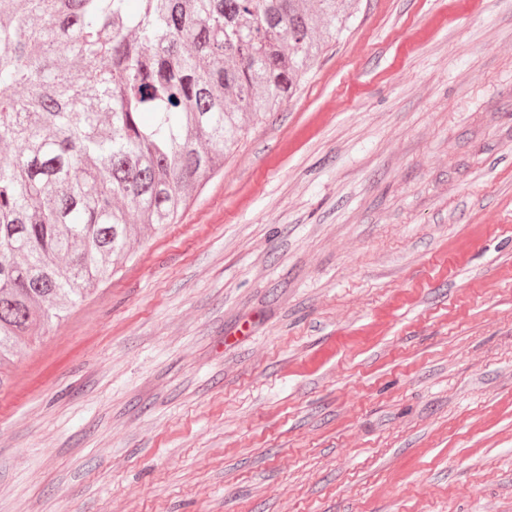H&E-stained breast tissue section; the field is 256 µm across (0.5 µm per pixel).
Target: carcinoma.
Wrapping results in <instances>:
<instances>
[{
	"label": "carcinoma",
	"instance_id": "1",
	"mask_svg": "<svg viewBox=\"0 0 512 512\" xmlns=\"http://www.w3.org/2000/svg\"><path fill=\"white\" fill-rule=\"evenodd\" d=\"M355 0H0V366L171 223Z\"/></svg>",
	"mask_w": 512,
	"mask_h": 512
}]
</instances>
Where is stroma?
<instances>
[{"label": "stroma", "instance_id": "35a3bbf8", "mask_svg": "<svg viewBox=\"0 0 512 512\" xmlns=\"http://www.w3.org/2000/svg\"><path fill=\"white\" fill-rule=\"evenodd\" d=\"M1 373L0 512H512V0H359Z\"/></svg>", "mask_w": 512, "mask_h": 512}]
</instances>
